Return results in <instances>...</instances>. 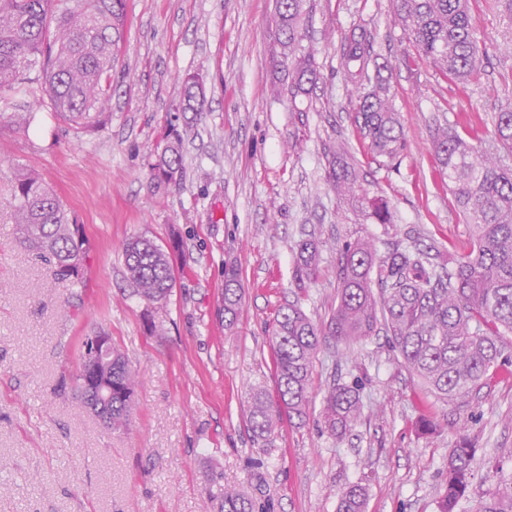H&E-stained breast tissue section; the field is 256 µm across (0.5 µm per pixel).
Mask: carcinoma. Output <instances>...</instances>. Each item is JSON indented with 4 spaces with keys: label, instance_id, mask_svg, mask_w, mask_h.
I'll list each match as a JSON object with an SVG mask.
<instances>
[{
    "label": "carcinoma",
    "instance_id": "obj_1",
    "mask_svg": "<svg viewBox=\"0 0 512 512\" xmlns=\"http://www.w3.org/2000/svg\"><path fill=\"white\" fill-rule=\"evenodd\" d=\"M471 0H393L396 18L410 32L418 54L448 83L465 84L482 70L484 52L474 38ZM304 0H276L275 41L281 48L275 67L287 75L277 88L295 99L318 79L314 55L302 50L299 32ZM125 0H0V96L24 97L38 82L58 119L92 127L112 87V67L123 39ZM341 67L358 90L356 123L370 150L392 163L405 146L381 67L363 31L345 37ZM203 81L183 79L179 112L205 111ZM496 135L512 152V104L496 113ZM471 122L458 114L437 125L433 148L447 171L448 191L472 228L464 253L437 261L414 242H398L380 255L365 239H351L336 263V309L329 332L346 349L384 331L403 364L439 399L449 402L481 391L501 356V337L512 335V170L475 147ZM161 151L149 155L157 186L177 183L182 174V140L169 131ZM330 181L341 200L355 199L363 215L378 224L392 223L388 203L363 189L345 144L327 153ZM13 220L20 242L47 265L55 280L84 283L89 245L57 193L36 171L16 169ZM133 295L151 305L167 302L175 285L171 253L146 237L124 246ZM320 248L313 240L297 245V287L319 278ZM241 301L236 269L224 271V314L235 317ZM322 329L297 303L280 308L270 339L276 399L262 390L250 393L248 422L257 438L271 435L283 420L308 415L313 363ZM82 360L100 369L93 385L77 374L76 397L87 404L107 384L112 396L110 428L127 430L135 410L136 372L112 349L83 341ZM358 390L331 384L323 397L321 423L333 439L350 433L361 418ZM474 447L463 437L448 455V490L438 512H455L467 496ZM220 512H258L244 491L224 489ZM365 492L356 484L339 494L338 512H364ZM477 512H512V476L497 480L479 501Z\"/></svg>",
    "mask_w": 512,
    "mask_h": 512
}]
</instances>
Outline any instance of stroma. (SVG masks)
I'll list each match as a JSON object with an SVG mask.
<instances>
[{
    "mask_svg": "<svg viewBox=\"0 0 512 512\" xmlns=\"http://www.w3.org/2000/svg\"><path fill=\"white\" fill-rule=\"evenodd\" d=\"M302 47L320 75L308 94H273L274 0H126V27L100 123H59L42 107L31 124L0 120V512H219L225 487L264 512H337L339 492L366 490L365 512H438L448 454L475 445L468 493L475 512L497 471L512 473V335L479 394L438 400L385 333L345 351L327 336L303 422L254 437L250 388L275 394L269 336L277 310L299 301L327 326L336 308L338 251L354 236L378 251L411 241L463 252L471 228L448 191L431 131L464 110L472 144H495V114L512 100V15L472 0L485 68L465 92L422 59L391 0H313ZM371 37L404 133L386 165L360 137L345 84L346 34ZM205 83L206 110L178 111L187 74ZM182 136L179 184L156 188L149 146L166 124ZM345 140L368 193L392 221L356 215L336 196L326 153ZM38 170L76 216L90 248L84 288L71 292L25 250L11 222L13 172ZM144 235L178 241L176 282L164 305L133 296L123 247ZM315 239L322 275L293 286L297 245ZM242 299L224 319V270ZM105 330L138 371L135 421L108 429L75 397L82 341ZM356 387L363 418L345 438L323 433L324 390ZM434 427L424 431L420 418Z\"/></svg>",
    "mask_w": 512,
    "mask_h": 512,
    "instance_id": "35a3bbf8",
    "label": "stroma"
}]
</instances>
